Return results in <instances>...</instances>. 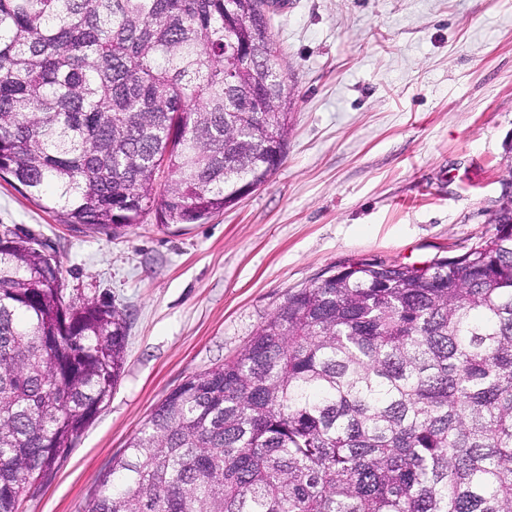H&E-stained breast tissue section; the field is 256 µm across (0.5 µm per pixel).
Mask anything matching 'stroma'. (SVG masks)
Here are the masks:
<instances>
[{
    "instance_id": "35a3bbf8",
    "label": "stroma",
    "mask_w": 512,
    "mask_h": 512,
    "mask_svg": "<svg viewBox=\"0 0 512 512\" xmlns=\"http://www.w3.org/2000/svg\"><path fill=\"white\" fill-rule=\"evenodd\" d=\"M270 29L293 98L286 157L207 223L150 214L115 236L0 180V226L43 238L67 297L117 300L132 323L110 403L18 512H87L166 394L341 261L420 265L495 234L512 178V0H284Z\"/></svg>"
}]
</instances>
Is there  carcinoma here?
I'll return each mask as SVG.
<instances>
[{
    "label": "carcinoma",
    "instance_id": "carcinoma-1",
    "mask_svg": "<svg viewBox=\"0 0 512 512\" xmlns=\"http://www.w3.org/2000/svg\"><path fill=\"white\" fill-rule=\"evenodd\" d=\"M264 0H0V175L67 224H203L282 165ZM168 179L158 186L156 173ZM450 260H348L170 391L89 512H512V199ZM0 234V512L112 397L130 315Z\"/></svg>",
    "mask_w": 512,
    "mask_h": 512
}]
</instances>
